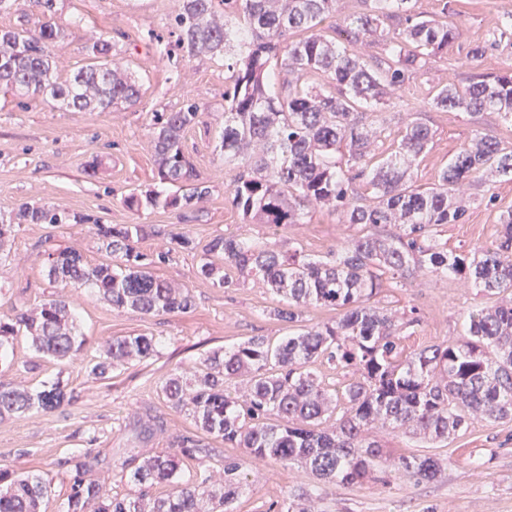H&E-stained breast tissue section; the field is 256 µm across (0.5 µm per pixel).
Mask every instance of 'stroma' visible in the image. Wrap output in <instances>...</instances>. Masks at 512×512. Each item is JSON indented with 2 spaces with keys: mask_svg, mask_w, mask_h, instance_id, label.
<instances>
[{
  "mask_svg": "<svg viewBox=\"0 0 512 512\" xmlns=\"http://www.w3.org/2000/svg\"><path fill=\"white\" fill-rule=\"evenodd\" d=\"M174 0H57L55 21L68 37L56 50L59 79L86 66L85 46L91 37L120 33L112 62L131 73L140 98L125 109L72 112L41 99L0 91V215L23 203L49 205L69 214L88 216L102 224H141L146 235L141 252L152 255L168 248L169 234L185 231L204 242L216 236L259 238L277 250L297 249L309 258L329 257L362 235L358 224L344 223L340 213L311 209L303 223L279 232L267 225L245 222L230 202L232 170L219 155L224 126V92L228 87L222 61L166 55L157 41L168 38ZM415 9L456 26L447 53L430 58L421 75L390 90V104L367 113L366 123L382 127L374 146L386 157L397 134L412 122L425 123L432 139L412 173L415 185L431 186L472 131L512 146V124L492 111L445 112L431 106L434 91L446 85L464 87L482 74L512 72V43L488 45L512 0H417ZM483 46L478 59L469 51ZM195 102L200 122L185 133V146L200 179L211 192L189 208L134 210L124 202L134 191L159 188L151 143L153 113ZM98 162L95 175L85 172ZM456 195L466 209L463 223L443 226L441 236L450 250H469L491 244L502 210L512 208V180H476ZM81 252L88 264L105 258L88 224H23L11 238V254L0 265V318L65 295L77 315L83 346L71 361L38 357L25 339H17L8 360L0 363V385L34 389L44 382H61L72 392V404L48 413L0 418V467L19 475H35L51 490L48 512H65L71 472L65 461L84 456L85 476L105 482L111 496L133 493L128 461L167 449L180 435L195 432L191 416L172 409L160 392L177 371L191 372L196 361L215 349H229L253 336L271 341L298 331L300 326L334 322L339 310L311 305L300 323L274 316L284 299L268 286L245 281L222 288L197 275L198 252L170 250L169 259L153 273L179 287L189 288L192 307L184 313L147 315L132 309H113L92 289L63 287L50 282L44 263L49 250ZM381 307L410 319L400 343L405 352L461 340L470 310L487 304V297L468 281L421 276L403 288H382ZM145 335L158 340L156 353L133 358L113 370L110 378L93 379L92 359L102 343L115 336ZM372 436L384 447L386 466L403 454H423L442 461L432 480L391 477L389 484H323L304 466L273 461L248 466L247 484L235 512H280L288 493L318 489L308 512H512V421L472 418L467 427L439 442L400 431L373 427ZM202 453L184 459L182 472L220 481L224 461L244 457L245 451L205 434Z\"/></svg>",
  "mask_w": 512,
  "mask_h": 512,
  "instance_id": "stroma-1",
  "label": "stroma"
}]
</instances>
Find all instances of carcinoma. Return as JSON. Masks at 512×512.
<instances>
[{
  "label": "carcinoma",
  "instance_id": "cac0c4a2",
  "mask_svg": "<svg viewBox=\"0 0 512 512\" xmlns=\"http://www.w3.org/2000/svg\"><path fill=\"white\" fill-rule=\"evenodd\" d=\"M35 12L34 28L0 30V87L22 95L50 98L75 111L133 105L139 89L106 59L116 41L100 35L85 46L90 63L61 82L53 51L64 39L54 22L57 0H0V13L19 2ZM171 28L173 49L187 55L224 59L229 87L224 92V129L220 155L235 170L230 183L233 206L244 219L277 230L301 224L308 209L328 205L347 224L368 232L352 239L325 260L298 250L276 251L261 240L219 236L200 245L186 232L169 234L177 248L200 250L198 274L224 288L235 286L226 270L267 284L288 301L275 309L278 319L294 323L297 309L312 304L342 311L334 324L305 327L272 344L262 336L200 359L192 377L173 375L161 392L170 406L185 410L203 432L244 448L254 459L284 466L300 461L328 483L354 485L374 478L383 455L370 438L378 423L403 432L446 439L472 417L512 420V304L478 307L468 314L463 339L419 352L403 353L402 325L372 299L384 283L403 287L419 273L472 281L488 295L512 292V209L500 213L499 230L489 247L448 250L440 227L459 224L465 209L454 188L482 170L512 179V149L478 132L463 143L431 186L412 184L411 169L432 139L431 130L414 122L388 156L373 162L372 147L382 130L360 123V112L386 104L389 88L418 75L428 57L448 51L455 28L424 19L413 0H371L373 6L351 23L336 25L329 37L322 23L336 13V0H177ZM404 19L389 38L383 60L369 64L351 46L377 30L381 17ZM295 76L286 81L283 73ZM327 75V90L300 83ZM431 104L444 111H493L512 122V75H484L468 86L438 89ZM199 106L186 102L153 115L152 144L157 174L165 190L130 194L138 209H180L210 195L186 155L184 133L200 122ZM370 190V203L348 194L354 181ZM46 205L25 203L9 218L0 217V264L9 256L13 228L20 224H84ZM400 226L384 235L375 228ZM93 234L111 260L90 265L72 250L47 254L50 280L94 290L120 310L170 314L191 308L189 291H180L148 270L136 244L141 224H93ZM46 357L64 359L81 349L76 316L65 296L18 311L0 320V356L18 337ZM158 340L144 335L112 338L90 373L104 378L129 357L154 355ZM326 363L357 377L343 389L328 385L314 366ZM247 379L242 395L229 391ZM74 400L58 383L33 391L0 387V417L49 412ZM344 401L340 419L331 406ZM202 452L195 436L178 437L171 448L132 467L137 493L112 498L105 483L83 478L86 461H68L74 471L67 512H234L246 474L243 463L224 461V479L179 481L180 462ZM439 459L401 455L397 471L416 481L435 476ZM167 483L170 492L144 505L149 490ZM48 486L36 476L11 477L0 469V512H45Z\"/></svg>",
  "mask_w": 512,
  "mask_h": 512
}]
</instances>
